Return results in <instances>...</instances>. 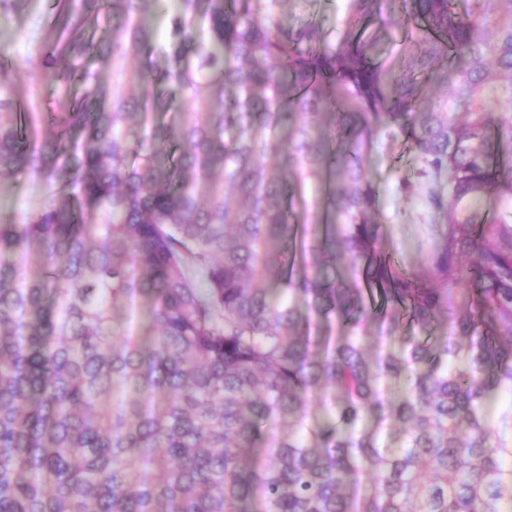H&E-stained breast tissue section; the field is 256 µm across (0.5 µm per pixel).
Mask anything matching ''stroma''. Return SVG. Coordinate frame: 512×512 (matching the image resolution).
Listing matches in <instances>:
<instances>
[{
  "label": "stroma",
  "instance_id": "stroma-1",
  "mask_svg": "<svg viewBox=\"0 0 512 512\" xmlns=\"http://www.w3.org/2000/svg\"><path fill=\"white\" fill-rule=\"evenodd\" d=\"M347 0H285L278 13L283 27L312 23L325 38H334L345 15ZM51 0H29L20 10L0 22V45L5 46L16 67L9 78L21 100L31 111L46 112L53 104L70 100L83 86L85 74L111 84V69L103 68L95 56L69 62V82L46 76L39 50L55 36ZM366 168L380 190L377 207L384 216L383 248L388 255L415 268L426 256L421 247L422 207L405 184L414 178V161L403 141L390 143L382 153L369 154ZM47 194L41 178L0 183V221L17 222L37 210Z\"/></svg>",
  "mask_w": 512,
  "mask_h": 512
}]
</instances>
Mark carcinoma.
<instances>
[{"label":"carcinoma","instance_id":"cac0c4a2","mask_svg":"<svg viewBox=\"0 0 512 512\" xmlns=\"http://www.w3.org/2000/svg\"><path fill=\"white\" fill-rule=\"evenodd\" d=\"M283 3L178 0L161 43L160 0H56L48 75L112 90L42 115L0 48V181L48 186L0 223V512H512V0H349L333 44ZM398 137L421 269L365 168Z\"/></svg>","mask_w":512,"mask_h":512}]
</instances>
